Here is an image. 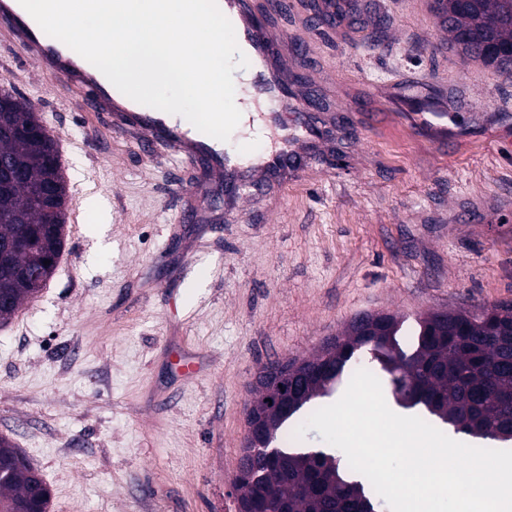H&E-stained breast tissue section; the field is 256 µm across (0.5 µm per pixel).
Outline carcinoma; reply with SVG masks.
<instances>
[{"label":"carcinoma","instance_id":"carcinoma-1","mask_svg":"<svg viewBox=\"0 0 512 512\" xmlns=\"http://www.w3.org/2000/svg\"><path fill=\"white\" fill-rule=\"evenodd\" d=\"M437 10L448 21L449 44L462 54L512 79V0H437ZM25 120L38 123L30 100L12 89L0 88V129ZM55 139L50 133L23 139L0 138V161L23 172L8 191L0 192V242L20 235L33 239V248L16 254L14 267L0 272V323L8 321L24 301L42 287L21 276L60 253L65 243L67 184L54 164ZM417 346L405 351L397 336L396 316H386L381 333L348 336L330 358L326 372L314 366L323 352L302 361L294 374L298 397L286 414L268 418L271 437L318 397L330 394L358 349L372 347L389 375L397 402L421 405L428 414L475 438L512 440V308L484 320L474 313L448 311V323L434 313L418 322ZM247 488L236 509L259 512L271 498L272 512H383L386 502L373 486L352 479L347 458L322 450L295 447L285 438L273 449V458L241 448ZM40 473L23 451L0 437V512H26L31 498L42 492L38 512H49L50 493Z\"/></svg>","mask_w":512,"mask_h":512}]
</instances>
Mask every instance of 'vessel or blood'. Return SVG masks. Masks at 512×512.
I'll return each mask as SVG.
<instances>
[{
    "instance_id": "b4317fda",
    "label": "vessel or blood",
    "mask_w": 512,
    "mask_h": 512,
    "mask_svg": "<svg viewBox=\"0 0 512 512\" xmlns=\"http://www.w3.org/2000/svg\"><path fill=\"white\" fill-rule=\"evenodd\" d=\"M288 0H219V8L234 26L239 47L250 60L251 76L236 104L250 120L259 122L274 143L250 158L227 152L214 138L198 131L184 117L146 108L122 94L98 69L59 40L48 35L17 10L0 11L5 19L6 37L18 44L25 60L34 62L44 78L82 89L83 106L92 122L106 121L116 136L136 133L148 158L160 150L178 152L208 168L223 179L225 186L247 185L255 189L278 182L288 188V169L319 139L318 107L299 96L292 62L300 47L297 41L272 22L259 23V10L268 15L281 13ZM435 107L426 102L414 132L421 138L451 140L455 129L435 126L428 116Z\"/></svg>"
}]
</instances>
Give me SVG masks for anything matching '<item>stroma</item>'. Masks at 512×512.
<instances>
[{
	"label": "stroma",
	"mask_w": 512,
	"mask_h": 512,
	"mask_svg": "<svg viewBox=\"0 0 512 512\" xmlns=\"http://www.w3.org/2000/svg\"><path fill=\"white\" fill-rule=\"evenodd\" d=\"M281 16L304 48L323 145L287 193L239 206L175 193L202 168L147 160L88 125L80 96L0 47V80L61 137L67 244L0 326V436L50 512H235L250 387L362 313L417 322L512 304V80L451 49L435 0H358L338 29ZM464 134L416 137L418 87Z\"/></svg>",
	"instance_id": "obj_1"
}]
</instances>
